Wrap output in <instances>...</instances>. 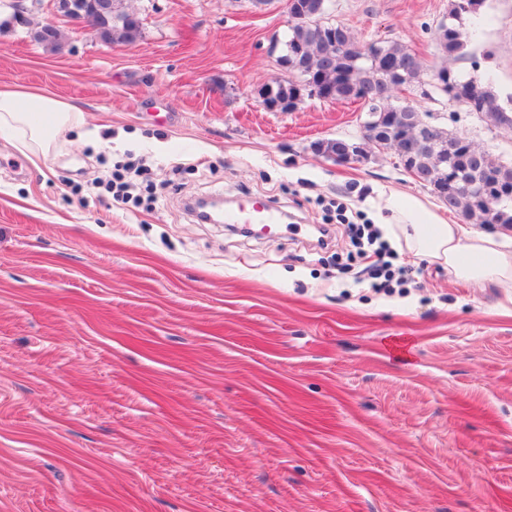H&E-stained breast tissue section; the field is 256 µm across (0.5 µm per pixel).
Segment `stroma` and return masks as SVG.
I'll use <instances>...</instances> for the list:
<instances>
[{
  "instance_id": "stroma-1",
  "label": "stroma",
  "mask_w": 512,
  "mask_h": 512,
  "mask_svg": "<svg viewBox=\"0 0 512 512\" xmlns=\"http://www.w3.org/2000/svg\"><path fill=\"white\" fill-rule=\"evenodd\" d=\"M451 0H331L361 42L399 43L512 98V0H486L465 54L436 39ZM133 45L64 27L46 50L0 7V89L78 106L36 162L0 139V512H512V312L494 289L406 254L373 286L350 223L376 190L430 197L391 149L339 164L361 102L261 92L283 0H126ZM406 101L512 164V129ZM144 169L130 201L101 181ZM272 201L274 236L198 221L200 197ZM337 225L320 249L311 226Z\"/></svg>"
}]
</instances>
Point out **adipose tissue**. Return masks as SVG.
I'll list each match as a JSON object with an SVG mask.
<instances>
[{"mask_svg": "<svg viewBox=\"0 0 512 512\" xmlns=\"http://www.w3.org/2000/svg\"><path fill=\"white\" fill-rule=\"evenodd\" d=\"M82 125L80 109L51 95L0 91V137L20 152L46 157L59 136ZM374 220L413 256L455 280L496 288L502 302L512 304V246L504 238L449 223L436 205L395 189L381 193Z\"/></svg>", "mask_w": 512, "mask_h": 512, "instance_id": "1", "label": "adipose tissue"}]
</instances>
